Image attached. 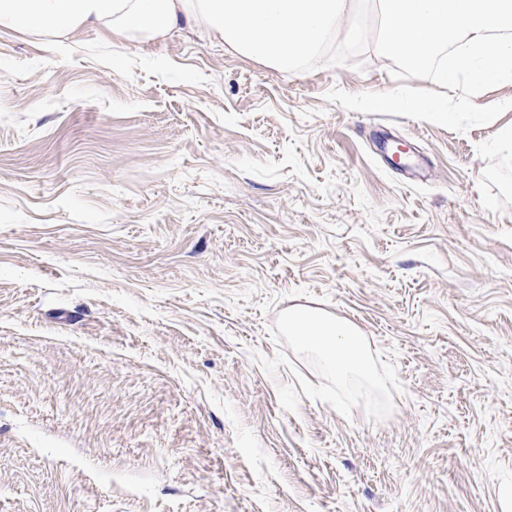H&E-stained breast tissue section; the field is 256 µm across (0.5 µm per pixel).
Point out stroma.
Here are the masks:
<instances>
[{"mask_svg":"<svg viewBox=\"0 0 512 512\" xmlns=\"http://www.w3.org/2000/svg\"><path fill=\"white\" fill-rule=\"evenodd\" d=\"M510 97L342 40L295 72L0 29V512H503ZM296 306L375 381L302 349ZM287 327L299 344L316 348L337 376L370 374L363 340L351 323L299 307L288 311Z\"/></svg>","mask_w":512,"mask_h":512,"instance_id":"1","label":"stroma"}]
</instances>
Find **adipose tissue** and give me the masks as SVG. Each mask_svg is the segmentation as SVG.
Listing matches in <instances>:
<instances>
[{"label": "adipose tissue", "mask_w": 512, "mask_h": 512, "mask_svg": "<svg viewBox=\"0 0 512 512\" xmlns=\"http://www.w3.org/2000/svg\"><path fill=\"white\" fill-rule=\"evenodd\" d=\"M354 0H0V28H33L63 42L88 28L157 40L204 30L230 52L293 71L316 59L341 32ZM378 26L362 40L375 54L420 71L439 56L443 87L471 99L490 82H512V0H377ZM290 336L316 348L337 376L366 375L356 328L315 310H289Z\"/></svg>", "instance_id": "obj_1"}]
</instances>
